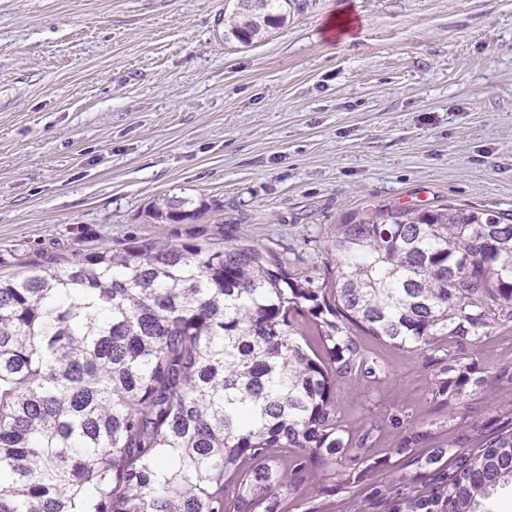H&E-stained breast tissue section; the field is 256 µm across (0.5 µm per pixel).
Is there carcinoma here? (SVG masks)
Wrapping results in <instances>:
<instances>
[{
    "instance_id": "1",
    "label": "carcinoma",
    "mask_w": 512,
    "mask_h": 512,
    "mask_svg": "<svg viewBox=\"0 0 512 512\" xmlns=\"http://www.w3.org/2000/svg\"><path fill=\"white\" fill-rule=\"evenodd\" d=\"M288 0H240L224 41L248 46ZM206 200L162 195L154 224ZM319 280L264 246L132 243L0 276V512H288L312 468L356 486L379 435L354 432L336 384L379 380L380 349L428 353L450 417L488 383L474 348L512 329V210L442 203L354 212ZM442 425L410 429L404 454ZM425 495L375 487L385 512H494L512 487V430L470 423Z\"/></svg>"
}]
</instances>
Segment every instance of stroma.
Returning <instances> with one entry per match:
<instances>
[{"mask_svg":"<svg viewBox=\"0 0 512 512\" xmlns=\"http://www.w3.org/2000/svg\"><path fill=\"white\" fill-rule=\"evenodd\" d=\"M225 0H0V275L51 255L151 240L248 241L325 272L328 231L352 212L444 202L512 210V0H290L253 44L224 40ZM350 10L349 42L327 39ZM167 194L211 203L153 224ZM377 382L338 383L355 429L438 418L426 356L388 352ZM380 440L355 488L310 480L288 512H382L375 486L454 437Z\"/></svg>","mask_w":512,"mask_h":512,"instance_id":"obj_1","label":"stroma"}]
</instances>
